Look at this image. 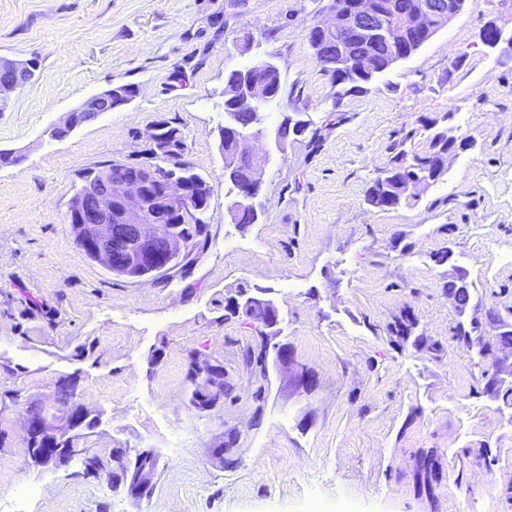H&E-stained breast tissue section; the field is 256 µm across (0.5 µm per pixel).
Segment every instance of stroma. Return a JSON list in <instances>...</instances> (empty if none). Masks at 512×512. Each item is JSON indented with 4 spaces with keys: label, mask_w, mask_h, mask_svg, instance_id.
<instances>
[{
    "label": "stroma",
    "mask_w": 512,
    "mask_h": 512,
    "mask_svg": "<svg viewBox=\"0 0 512 512\" xmlns=\"http://www.w3.org/2000/svg\"><path fill=\"white\" fill-rule=\"evenodd\" d=\"M327 0H0V56L39 59L0 112V512H512V406L483 392L500 351L453 336L451 247L476 284L468 318L512 309V51L478 38L492 0L448 25L361 94L337 97L306 32ZM282 76L284 113L321 130L274 152L259 223H231L220 130L224 77L262 59ZM137 96L58 140L85 99ZM453 113L471 145L415 205L381 210L367 188L393 146L422 151L420 121ZM180 130L185 159L214 187L212 241L187 274L118 278L89 260L66 221L88 169L152 163L148 133ZM267 289L288 323L290 371L260 366L261 340L224 316L238 286ZM413 338L392 334L404 318ZM89 352H82L84 344ZM222 364L231 391L191 407V355ZM312 373L305 392L294 373ZM101 415L94 447L157 450L153 494L133 501L73 468L24 460V408L63 375ZM235 443L223 459L214 450Z\"/></svg>",
    "instance_id": "35a3bbf8"
}]
</instances>
